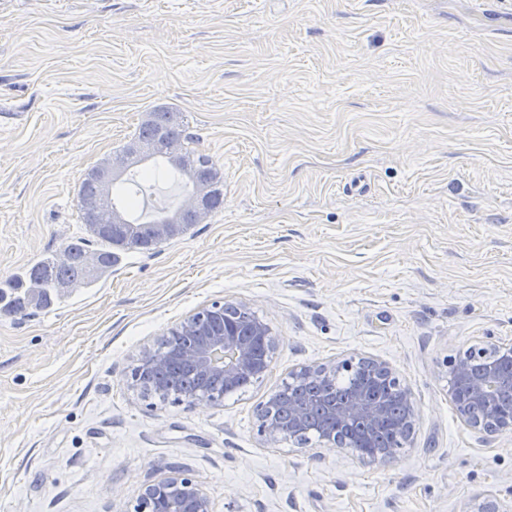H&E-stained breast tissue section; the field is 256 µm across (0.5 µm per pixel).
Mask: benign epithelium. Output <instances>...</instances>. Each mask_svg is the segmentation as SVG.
Returning a JSON list of instances; mask_svg holds the SVG:
<instances>
[{
  "label": "benign epithelium",
  "instance_id": "obj_1",
  "mask_svg": "<svg viewBox=\"0 0 512 512\" xmlns=\"http://www.w3.org/2000/svg\"><path fill=\"white\" fill-rule=\"evenodd\" d=\"M185 207L202 221L208 215L206 186L186 198ZM177 329L192 336L186 346L175 345L172 356L190 366L204 378L218 375L224 378V393L205 394L191 400V404L206 402L216 405L234 393L243 379L258 380L267 372L256 357L255 341H260L265 358L276 350V341L270 326L243 303L214 301L185 318ZM369 366L384 382L392 385L402 406L395 425L394 443L390 448L376 450L369 458L391 460L400 449L410 445L417 421L410 388L403 384L388 363L376 359L344 358L326 364L303 365L290 373L292 384L310 383L320 392L328 415L335 428L320 431L317 442L328 449L344 447L341 433L353 421L380 425L386 420L385 408L353 393L342 402H336L332 385L336 377ZM160 367L158 351L146 348L134 372V380L144 393L164 401L168 394L162 385L145 386L141 374ZM455 384L449 395L459 418L472 429L487 436L512 432V418L503 419L494 414L489 405L498 396H512V346L476 343L451 361ZM257 432L270 444L300 443L305 426L302 405L288 409V424H283L278 413V396L272 395L257 408ZM132 512H213L212 504L201 484L178 466H171L166 474L147 481Z\"/></svg>",
  "mask_w": 512,
  "mask_h": 512
}]
</instances>
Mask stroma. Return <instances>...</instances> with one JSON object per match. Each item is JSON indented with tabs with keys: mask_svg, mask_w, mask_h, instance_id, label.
<instances>
[{
	"mask_svg": "<svg viewBox=\"0 0 512 512\" xmlns=\"http://www.w3.org/2000/svg\"><path fill=\"white\" fill-rule=\"evenodd\" d=\"M0 281L87 236L84 175L184 116L224 205L94 287L0 310V512H125L167 466L214 512H512V433L464 424L449 362L512 342V0H0ZM184 197L169 167L129 215ZM277 348L217 405L144 395L143 347L213 301ZM388 363L410 447L264 445L302 365Z\"/></svg>",
	"mask_w": 512,
	"mask_h": 512,
	"instance_id": "obj_1",
	"label": "stroma"
}]
</instances>
